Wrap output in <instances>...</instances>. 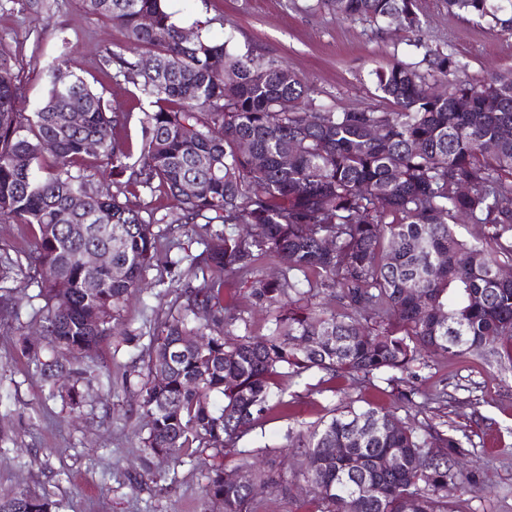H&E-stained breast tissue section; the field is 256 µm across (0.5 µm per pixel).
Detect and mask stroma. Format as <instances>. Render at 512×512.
<instances>
[{
  "instance_id": "35a3bbf8",
  "label": "stroma",
  "mask_w": 512,
  "mask_h": 512,
  "mask_svg": "<svg viewBox=\"0 0 512 512\" xmlns=\"http://www.w3.org/2000/svg\"><path fill=\"white\" fill-rule=\"evenodd\" d=\"M171 6L182 27L209 22L213 37L231 38L239 51L280 61L319 102L339 112L392 111L393 103L377 88L376 70L397 59L421 61L428 50L456 56L478 84L493 73L512 71V34L449 10L445 0H415L420 27L413 31L338 18L323 0H172ZM111 42L123 44L124 37L86 14L79 0H18L12 9L0 10V49L13 57L20 79L16 109L33 111L44 99L45 86L34 70L50 63L66 43L70 69L89 82H104L113 106L128 114V135L137 137L143 103L135 88L105 82L100 71L102 51ZM153 231L160 255L200 251L193 226L157 224ZM148 277L149 286L132 295L121 313L122 326L137 334V341L113 338L100 354L107 381L86 387L85 401L74 412L44 389L26 352L30 345L49 348L35 319L42 305L36 285L20 274L0 280V493L46 490L56 512H199L213 463L209 454L178 468L158 458L150 469L142 467L140 438L148 421L138 410L137 393L146 380L149 339L172 306L175 289L192 275L183 267L168 273L159 266ZM159 277L163 285L153 286ZM413 384L423 393L446 384L457 397L470 389L482 398L480 412L494 420L493 430L477 425L469 407L448 410L449 423L473 427L475 453L464 466L480 474L479 487H450L448 498L455 512H512V373L478 359L444 357L417 370ZM283 397L293 402L291 418L262 420L244 438L245 447L257 450L276 441L292 422L313 429L335 406L352 400L406 414L385 383L330 380L319 372L284 386ZM274 467L293 480L294 489L285 498L256 486L259 512H317L307 483L296 476L294 453H278ZM171 469L177 472L174 484L162 477Z\"/></svg>"
}]
</instances>
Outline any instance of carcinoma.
<instances>
[{
	"instance_id": "obj_1",
	"label": "carcinoma",
	"mask_w": 512,
	"mask_h": 512,
	"mask_svg": "<svg viewBox=\"0 0 512 512\" xmlns=\"http://www.w3.org/2000/svg\"><path fill=\"white\" fill-rule=\"evenodd\" d=\"M80 2L126 38L104 48L102 71L152 109L131 139L126 114L69 69L65 41L38 70L43 102L19 112L15 63L0 50V220L37 228L25 261L0 255V278L30 271L45 335L71 355L33 354L49 393L67 377L75 411L83 384L100 377L98 353L154 267L152 225L199 224L202 250L167 261H188L203 284L175 289L173 310L150 338L139 401L150 422L144 459L184 465L205 450L231 455V470L218 463L208 474L200 512H257L255 485L286 497L290 483L240 441L266 416L288 412L293 401L275 398L280 381L312 371L383 378L423 420L350 401L311 431L288 426L273 447L297 449L319 512H451L448 486L463 480L471 436L435 421L453 399L448 385L418 401L404 374L427 365L425 351L512 370V279L500 276L512 267V72L477 84L435 51L425 71L396 60L376 73L393 111L337 112L275 59L240 53L200 26L184 41L170 0ZM326 2L344 20L420 26L414 0ZM446 3L512 31V0ZM439 84L446 94L432 93ZM76 95L85 106L79 127L68 119ZM88 140L111 183L158 190L178 212L145 214L96 183L80 165ZM462 224L481 237L462 238ZM91 250L110 251L112 265H87ZM262 258L285 268L268 277ZM215 273L252 278V304L271 313L266 332L224 305V280L208 279ZM187 336L207 342L185 347ZM386 458L396 460L390 470ZM53 508L46 492L0 494V512Z\"/></svg>"
}]
</instances>
